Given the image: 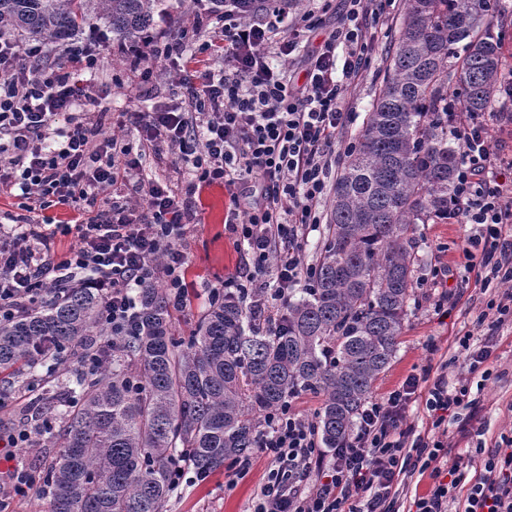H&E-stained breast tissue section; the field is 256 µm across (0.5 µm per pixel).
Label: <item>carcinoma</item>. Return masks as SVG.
<instances>
[{"instance_id":"obj_1","label":"carcinoma","mask_w":512,"mask_h":512,"mask_svg":"<svg viewBox=\"0 0 512 512\" xmlns=\"http://www.w3.org/2000/svg\"><path fill=\"white\" fill-rule=\"evenodd\" d=\"M168 0H0V27L38 44H69L88 16L120 49L139 46ZM489 0H405L383 87L336 181L314 286L271 330L236 299L219 300L178 336L167 292L140 289L135 329L100 370L102 299L87 288L0 323V370L34 394L19 427L58 412L57 447L32 468L46 512H163L173 471L208 478L259 447L264 417L305 391L324 396L315 426L341 448L395 357L414 299L416 225L448 215L459 151L448 138V93L489 112L504 75ZM458 56L456 68L448 58ZM66 359L76 387L38 367Z\"/></svg>"}]
</instances>
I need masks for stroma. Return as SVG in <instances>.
<instances>
[{
  "instance_id": "stroma-1",
  "label": "stroma",
  "mask_w": 512,
  "mask_h": 512,
  "mask_svg": "<svg viewBox=\"0 0 512 512\" xmlns=\"http://www.w3.org/2000/svg\"><path fill=\"white\" fill-rule=\"evenodd\" d=\"M178 11L179 27L189 36L185 53L197 55L202 42L218 37V26L201 22L204 9L195 0H182ZM78 39L98 41L103 50L101 67L87 82V97L81 100V109L105 108L116 114L166 108L181 102L183 89L177 80V70L169 61L145 53L141 65L153 70L155 87L151 96L141 97L137 94L138 72L131 68L125 54L113 48L100 20L89 19ZM387 46V41H380L370 66L344 90L353 106L348 135H355L361 128L382 88ZM228 205L229 194L222 186L213 185L201 191L194 219L181 240L188 259V281L217 284L244 267V253L224 228ZM473 233L469 224L418 225L414 238L415 250L422 260L417 271L422 284L416 290L417 301L408 313L398 351L372 391L373 398H380L400 386L407 376L421 374L427 366L442 362L448 365L450 383L467 378L476 404L459 409L448 420V453L453 457L468 455L477 447L494 449L503 435L512 433V325L507 323L494 329L477 320L495 290L482 288L474 274L464 268L462 250ZM441 263L451 267L446 284L448 314L444 317L433 310L432 301L439 291L430 282L432 269ZM467 333L473 343L486 341L495 346L497 362L489 379L466 369L458 339ZM268 466V458L259 453L249 474L233 488H225L220 472L204 482L180 486L165 502L163 512H253Z\"/></svg>"
}]
</instances>
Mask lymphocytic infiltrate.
Instances as JSON below:
<instances>
[{
  "instance_id": "lymphocytic-infiltrate-1",
  "label": "lymphocytic infiltrate",
  "mask_w": 512,
  "mask_h": 512,
  "mask_svg": "<svg viewBox=\"0 0 512 512\" xmlns=\"http://www.w3.org/2000/svg\"><path fill=\"white\" fill-rule=\"evenodd\" d=\"M263 2L252 18L225 6L220 41L200 47L220 67L186 74L179 107L130 113L134 141L104 135L106 112L76 109L84 74L101 64L96 44H73L67 66L56 67L44 64L42 45L0 35V193L16 195L26 213L23 223L0 225V321L92 288L103 297L102 344H119L133 325L138 288L159 280L174 304L186 301L179 240L199 187L220 184L230 195L225 227L250 263L207 298L244 300L278 326L273 302L312 283L302 244L324 220L336 149L353 119L344 88L371 63L395 0H345L331 27L325 17L333 0L297 21L288 17V0ZM319 31L324 38L304 59V83L269 66L268 55L290 56L300 33ZM493 121L511 123L512 115H473L449 97L448 132L460 164L448 217L476 227L465 266L483 284L500 283L485 313L501 325L512 321V159L492 141ZM173 151L187 176L182 188L149 178L143 166ZM128 185L138 200L123 195ZM59 205L72 211V223L46 227L42 212ZM70 231L76 245L55 259L54 237ZM447 369L408 376L368 402L341 448H320L313 422L292 405L270 413L260 451L271 466L255 512H399L395 485L416 471L429 473L433 485L415 496L414 512H512L511 447L495 448L470 477L463 458L449 457L447 441L411 437L405 426L412 406H424L438 429L468 404L467 382L449 387Z\"/></svg>"
}]
</instances>
